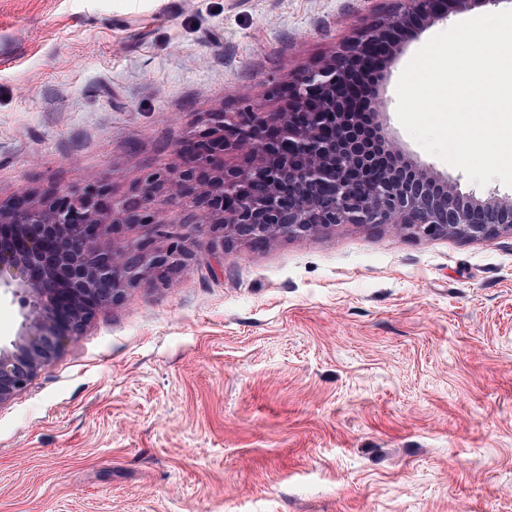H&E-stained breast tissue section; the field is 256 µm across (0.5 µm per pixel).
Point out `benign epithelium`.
Instances as JSON below:
<instances>
[{
    "mask_svg": "<svg viewBox=\"0 0 512 512\" xmlns=\"http://www.w3.org/2000/svg\"><path fill=\"white\" fill-rule=\"evenodd\" d=\"M500 0H398L334 56L286 87L275 112H209L177 146L179 163L118 197L105 185L0 200V280L26 310L25 331L0 347V406L24 389L104 309L139 285H168L188 257L163 207L195 211L192 223L220 244L306 239L344 224L480 240L512 233V197H478L401 161L368 137L373 108L364 79L383 75L399 40L418 25ZM230 155L247 156L231 165ZM149 236L118 252L101 245L125 225ZM170 240L167 248L155 238Z\"/></svg>",
    "mask_w": 512,
    "mask_h": 512,
    "instance_id": "benign-epithelium-1",
    "label": "benign epithelium"
}]
</instances>
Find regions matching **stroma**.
Listing matches in <instances>:
<instances>
[{
    "instance_id": "stroma-1",
    "label": "stroma",
    "mask_w": 512,
    "mask_h": 512,
    "mask_svg": "<svg viewBox=\"0 0 512 512\" xmlns=\"http://www.w3.org/2000/svg\"><path fill=\"white\" fill-rule=\"evenodd\" d=\"M395 0H0V199L132 194L206 112L278 88ZM449 15L404 42L377 107L423 150L396 86ZM193 255L134 288L0 406V512H512V234L415 239L347 224Z\"/></svg>"
}]
</instances>
